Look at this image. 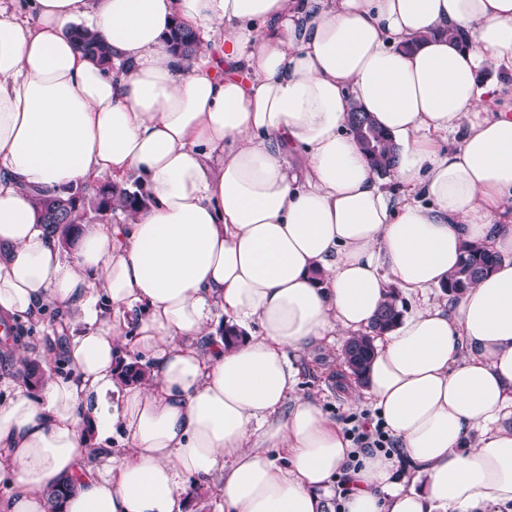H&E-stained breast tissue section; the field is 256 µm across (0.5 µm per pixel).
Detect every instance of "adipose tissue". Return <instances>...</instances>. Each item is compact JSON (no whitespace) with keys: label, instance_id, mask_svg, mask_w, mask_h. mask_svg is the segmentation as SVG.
Returning <instances> with one entry per match:
<instances>
[{"label":"adipose tissue","instance_id":"ef3b65f1","mask_svg":"<svg viewBox=\"0 0 512 512\" xmlns=\"http://www.w3.org/2000/svg\"><path fill=\"white\" fill-rule=\"evenodd\" d=\"M176 24L204 51H171ZM488 61L512 71V0L0 6V317L52 306L71 328L63 373L0 380V512H49L66 481L62 512H186L213 486L221 512L512 504V113L487 109ZM356 106L400 149L401 201L349 128ZM104 173L136 175L147 204L113 198L126 222L82 225L68 254L37 201ZM468 242L495 270L375 340L368 394L398 453L352 457L290 353L368 333ZM126 346L148 363L129 383ZM72 37L77 49L91 60L100 64H109L111 54L108 46L96 36L87 31L75 29Z\"/></svg>","mask_w":512,"mask_h":512}]
</instances>
